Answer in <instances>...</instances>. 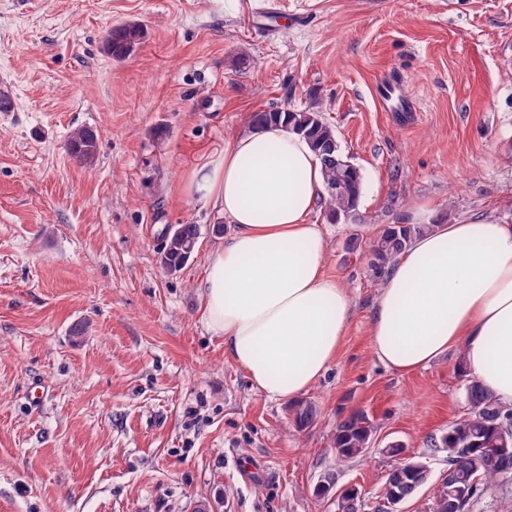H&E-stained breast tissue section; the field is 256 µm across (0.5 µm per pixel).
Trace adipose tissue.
<instances>
[{
    "mask_svg": "<svg viewBox=\"0 0 512 512\" xmlns=\"http://www.w3.org/2000/svg\"><path fill=\"white\" fill-rule=\"evenodd\" d=\"M188 191L232 226L206 265L205 322L258 392L297 399L329 370L352 313L310 220L324 191L318 156L284 127L254 129L195 170ZM370 339L401 373L460 348L465 369L512 405V224L480 217L412 239L378 291Z\"/></svg>",
    "mask_w": 512,
    "mask_h": 512,
    "instance_id": "obj_1",
    "label": "adipose tissue"
}]
</instances>
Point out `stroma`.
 Segmentation results:
<instances>
[{
  "label": "stroma",
  "mask_w": 512,
  "mask_h": 512,
  "mask_svg": "<svg viewBox=\"0 0 512 512\" xmlns=\"http://www.w3.org/2000/svg\"><path fill=\"white\" fill-rule=\"evenodd\" d=\"M263 3L0 0V512H335L327 472L377 512L393 442L430 470L402 512H433L448 462L430 441L469 410L461 351L413 373L376 359L365 253L386 224H512V0ZM127 22L145 36L117 60L104 39ZM393 73L414 111L378 99ZM316 98L362 189L357 222L312 216L353 312L298 430L206 326L224 217L186 187L253 113ZM81 126L99 139L85 167L65 150ZM175 224L200 236L170 273ZM359 410L371 446L337 464L336 425Z\"/></svg>",
  "instance_id": "35a3bbf8"
}]
</instances>
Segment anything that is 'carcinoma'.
<instances>
[{
  "label": "carcinoma",
  "mask_w": 512,
  "mask_h": 512,
  "mask_svg": "<svg viewBox=\"0 0 512 512\" xmlns=\"http://www.w3.org/2000/svg\"><path fill=\"white\" fill-rule=\"evenodd\" d=\"M144 36L139 23H122L109 29L106 49L116 59L131 55ZM283 124L289 130L305 137L317 153L324 174L326 196L323 206L329 219L355 221L361 194V176L356 168H348L336 139L335 130L322 117L320 101L303 110L256 112L252 126L265 127ZM66 152L75 163L88 166L98 152V137L88 127L73 129L66 141ZM433 228L431 224H389L369 245L368 266L377 281L384 280L391 263L406 249L412 239ZM199 238L196 224H177L168 234L160 251L159 264L176 272L190 260ZM469 404L466 416L454 421L432 446L446 452L448 462L456 465L457 485L465 488L457 512H467L483 486L499 477L512 474V435L502 432L501 422L512 417V407L505 405L487 391L480 382L470 377L465 384ZM293 423L303 429L312 426L318 416L316 405L307 400L296 402L290 410ZM374 427L362 412H353L336 426L334 447L336 461L346 462L363 454L368 448ZM402 470L395 472L393 487L408 496L419 489L418 474L426 465L415 459L398 462ZM363 502L352 491L336 500V512H362Z\"/></svg>",
  "instance_id": "carcinoma-1"
}]
</instances>
